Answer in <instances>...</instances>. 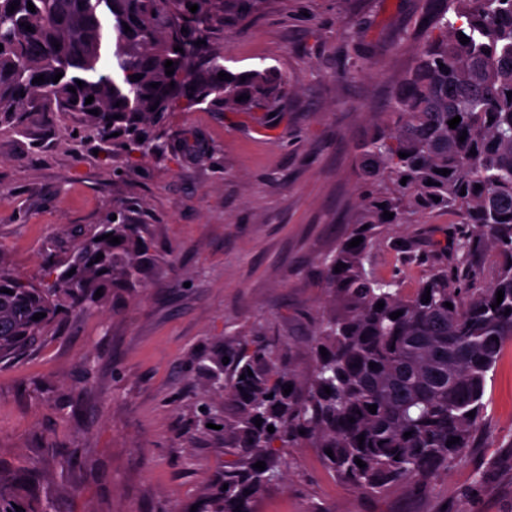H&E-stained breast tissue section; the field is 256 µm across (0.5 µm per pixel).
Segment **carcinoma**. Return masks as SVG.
<instances>
[{"instance_id": "cac0c4a2", "label": "carcinoma", "mask_w": 512, "mask_h": 512, "mask_svg": "<svg viewBox=\"0 0 512 512\" xmlns=\"http://www.w3.org/2000/svg\"><path fill=\"white\" fill-rule=\"evenodd\" d=\"M436 3L430 34L391 112L359 146L367 188L352 232L322 260L330 310L307 343L308 370L293 367L279 340L261 329L228 335L223 347L197 355L208 384L198 422L221 420L214 434L224 444L223 469L210 479L200 512H255L258 496L281 476L286 448H316L337 477L381 493L450 468L472 447L487 377L512 342V0ZM213 20L212 0H0V130L20 133L41 112L77 114L84 131L111 145L108 156L148 157L162 154L161 128L181 103L190 109L208 101L226 112L277 106L286 84L272 68L218 79L226 71L223 57L195 45ZM109 33L110 55L103 50ZM136 74L142 78L130 81ZM40 75L45 82L32 83ZM241 95L247 99L236 101ZM90 96L94 101L85 103ZM457 115L461 121L449 128ZM386 210L393 218H383ZM112 213L116 219L77 242L37 285L0 264V362L25 353L72 315L98 309L112 289L138 286L153 261V241L146 225L119 209ZM438 213L468 226L469 234L453 242L456 267L470 266L475 240L489 245L495 271L486 287L464 288L439 266L407 293L399 274L375 272L372 256L383 229ZM108 233L120 243L98 240ZM358 236L363 242L348 247ZM99 253L104 258L96 259ZM339 263L345 268L337 273ZM499 290L504 298L494 308ZM397 311L402 315L390 318ZM37 313L45 317L33 320ZM453 437L459 442L447 445ZM259 461L266 463L262 471L254 467ZM18 506L58 512L0 485V512Z\"/></svg>"}]
</instances>
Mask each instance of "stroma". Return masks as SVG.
<instances>
[{
  "label": "stroma",
  "mask_w": 512,
  "mask_h": 512,
  "mask_svg": "<svg viewBox=\"0 0 512 512\" xmlns=\"http://www.w3.org/2000/svg\"><path fill=\"white\" fill-rule=\"evenodd\" d=\"M218 16L204 32L232 72L273 68L287 94L274 113L199 105L169 113L164 156L122 162L78 134V116L40 115L0 131V257L39 282L72 243L98 231L116 203L147 225L155 264L140 287L73 316L43 344L0 363V484L37 467L22 494L60 512H190L223 464L221 441L197 428L206 386L201 351L262 327L303 345L327 308L320 259L346 238L358 210L357 147L388 110L428 35L432 0H261L247 32ZM450 217H412L374 253L394 270L396 246L424 264ZM472 448L416 489L373 494L289 448L282 480L256 512H512V343L487 382Z\"/></svg>",
  "instance_id": "1"
}]
</instances>
